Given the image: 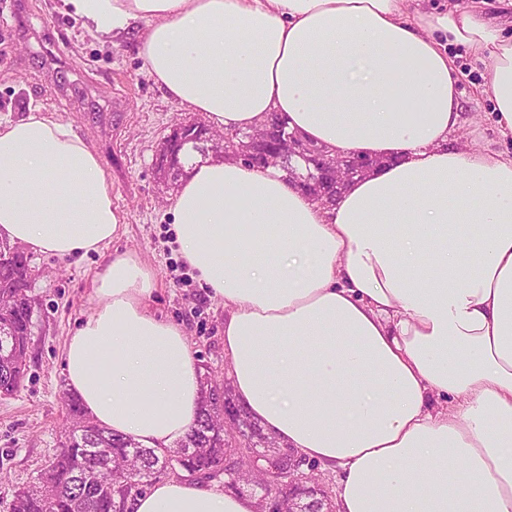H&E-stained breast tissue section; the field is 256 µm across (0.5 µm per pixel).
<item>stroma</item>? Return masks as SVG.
Returning a JSON list of instances; mask_svg holds the SVG:
<instances>
[{
  "label": "stroma",
  "mask_w": 512,
  "mask_h": 512,
  "mask_svg": "<svg viewBox=\"0 0 512 512\" xmlns=\"http://www.w3.org/2000/svg\"><path fill=\"white\" fill-rule=\"evenodd\" d=\"M456 65L465 122L453 141L478 139L511 151L489 117L491 104L478 96L482 63L466 53ZM32 106L60 114L93 142L124 222L106 251L83 259L31 258L36 307L28 373L15 395L0 398V512H8L16 491L31 485L58 451L68 419L65 343L91 313L92 280L111 255L133 252L153 268V310L184 327L199 367L226 375L224 305L176 251L168 213L175 192L156 174L161 140L191 114L148 74L136 32L104 43L67 15L62 0H0V119H19ZM191 116L207 120L200 112Z\"/></svg>",
  "instance_id": "1"
}]
</instances>
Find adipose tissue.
<instances>
[{"label":"adipose tissue","instance_id":"1","mask_svg":"<svg viewBox=\"0 0 512 512\" xmlns=\"http://www.w3.org/2000/svg\"><path fill=\"white\" fill-rule=\"evenodd\" d=\"M98 38L137 30L173 99L225 132L270 114L335 156L381 158L336 205L280 167L193 166L169 209L177 251L223 301L238 399L283 446L341 470L338 512H512V152L454 145L451 48L512 140V35L486 0H62ZM123 219L94 144L41 108L0 121V239L59 258ZM154 271L114 255L65 372L86 413L147 448L190 432L200 369L151 308ZM159 482L134 512H255Z\"/></svg>","mask_w":512,"mask_h":512}]
</instances>
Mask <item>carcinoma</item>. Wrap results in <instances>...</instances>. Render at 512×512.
I'll use <instances>...</instances> for the list:
<instances>
[{
  "mask_svg": "<svg viewBox=\"0 0 512 512\" xmlns=\"http://www.w3.org/2000/svg\"><path fill=\"white\" fill-rule=\"evenodd\" d=\"M29 254L19 245L0 259V331L14 342L13 354L0 355V397L12 396L27 371L33 305L29 295L32 267ZM70 426L64 441L43 473L47 478L14 495L12 512H128L129 502L142 495L157 477L181 470L210 478L224 474L229 484L237 474L255 484L251 496L274 490L288 498V457L281 445L235 403L227 383L205 374L201 401L192 430L176 450L146 448L132 437L114 434L90 418L78 398L68 403ZM236 410L240 433L253 454L238 451L235 440L224 434V411ZM106 470L107 479L87 481L89 471Z\"/></svg>",
  "mask_w": 512,
  "mask_h": 512,
  "instance_id": "1",
  "label": "carcinoma"
}]
</instances>
